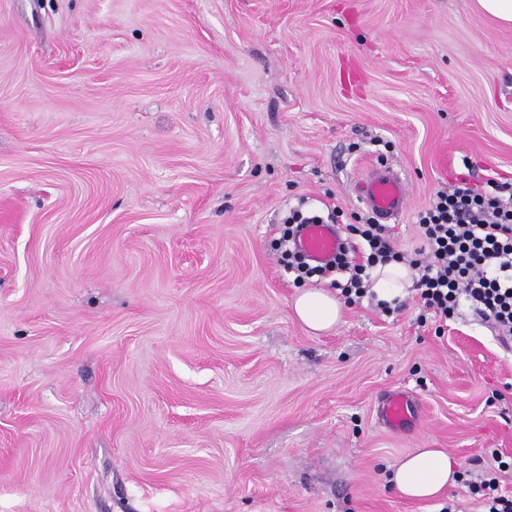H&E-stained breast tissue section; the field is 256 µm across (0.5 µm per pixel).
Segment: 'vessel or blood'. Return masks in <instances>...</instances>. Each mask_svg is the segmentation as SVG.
<instances>
[{"instance_id": "1", "label": "vessel or blood", "mask_w": 512, "mask_h": 512, "mask_svg": "<svg viewBox=\"0 0 512 512\" xmlns=\"http://www.w3.org/2000/svg\"><path fill=\"white\" fill-rule=\"evenodd\" d=\"M359 197L371 215L381 224L394 223L407 207L406 183L390 167L373 172L359 187ZM293 247L312 262L323 264L340 254L346 247L338 225H303L293 240ZM383 418L392 425L405 422L409 402L401 393L389 396L382 406Z\"/></svg>"}]
</instances>
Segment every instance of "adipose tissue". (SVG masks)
<instances>
[{
  "label": "adipose tissue",
  "instance_id": "adipose-tissue-1",
  "mask_svg": "<svg viewBox=\"0 0 512 512\" xmlns=\"http://www.w3.org/2000/svg\"><path fill=\"white\" fill-rule=\"evenodd\" d=\"M414 277V270L405 263L392 261L379 265L371 274L369 291L376 301L390 303L406 296ZM292 307L298 320L315 333L334 329L343 311V304L336 294L313 287L298 289ZM457 468V461L444 449L419 448L404 456L394 467L390 482L405 498L430 500L455 484Z\"/></svg>",
  "mask_w": 512,
  "mask_h": 512
}]
</instances>
